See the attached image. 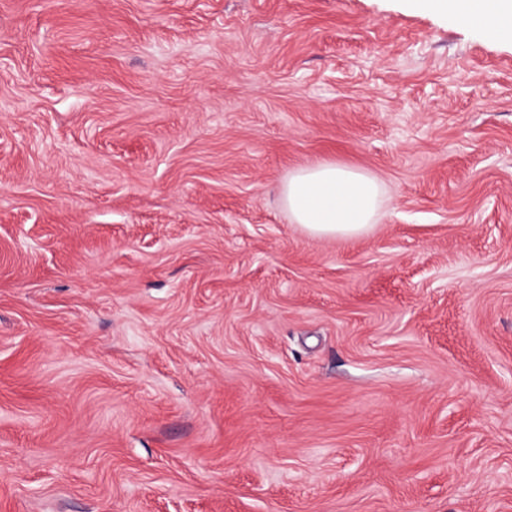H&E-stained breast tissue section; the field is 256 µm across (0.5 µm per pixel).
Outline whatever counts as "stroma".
<instances>
[{"mask_svg": "<svg viewBox=\"0 0 512 512\" xmlns=\"http://www.w3.org/2000/svg\"><path fill=\"white\" fill-rule=\"evenodd\" d=\"M376 175L353 239L279 187ZM0 512H512V47L406 0H0Z\"/></svg>", "mask_w": 512, "mask_h": 512, "instance_id": "obj_1", "label": "stroma"}]
</instances>
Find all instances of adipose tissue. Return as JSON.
<instances>
[{
	"mask_svg": "<svg viewBox=\"0 0 512 512\" xmlns=\"http://www.w3.org/2000/svg\"><path fill=\"white\" fill-rule=\"evenodd\" d=\"M413 7L450 17L458 26L512 43V0H411ZM292 223L308 234L357 238L376 223L383 196L370 173L333 162L298 169L281 188Z\"/></svg>",
	"mask_w": 512,
	"mask_h": 512,
	"instance_id": "ef3b65f1",
	"label": "adipose tissue"
}]
</instances>
